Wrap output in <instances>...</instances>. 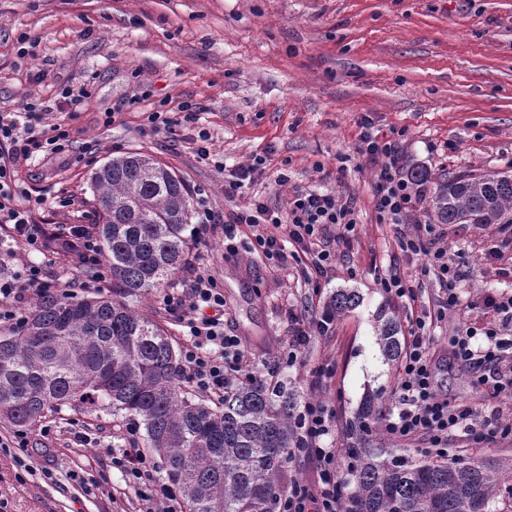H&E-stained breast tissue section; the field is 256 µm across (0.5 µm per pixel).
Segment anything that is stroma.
<instances>
[{
	"label": "stroma",
	"mask_w": 512,
	"mask_h": 512,
	"mask_svg": "<svg viewBox=\"0 0 512 512\" xmlns=\"http://www.w3.org/2000/svg\"><path fill=\"white\" fill-rule=\"evenodd\" d=\"M65 87L88 93L76 115L48 117L66 120L73 150L17 165L19 179L48 199L35 215L47 231L98 223L90 177L127 152L167 164L191 202L219 217L256 198L287 210L297 187L353 198L354 233L328 230L336 269L320 296L301 265L278 267L242 247L227 253L219 230L199 228L188 260L223 288L224 329L253 363L296 351L289 380L303 401L333 408L338 426L368 389H382L383 406L392 404L398 370L381 356L377 315L404 326L408 309L377 276L398 266L423 301L439 285L400 251L399 236L413 235L414 225L378 223L372 172L355 148L366 126L379 139H402L407 171L431 176L419 220L433 211L438 180L512 174V0H0V111L54 101ZM182 101L204 105L200 124L224 170L198 158L190 130L156 131L147 122L159 104L172 111ZM106 110L114 114L108 126ZM260 155L263 169L227 197L228 181ZM57 196L70 206L53 207ZM446 231L463 302L512 292V235L494 224ZM0 258L8 275L33 263L61 284L83 274L75 255L27 252L8 239ZM340 289L359 293V307L336 315L327 335L295 345L292 315L322 310ZM462 325L453 316L435 331L439 389L453 403L500 409L448 357ZM131 421L74 404L48 415L26 432V447L0 449V512H136L111 457L129 447L146 452L144 431L126 432Z\"/></svg>",
	"instance_id": "stroma-1"
}]
</instances>
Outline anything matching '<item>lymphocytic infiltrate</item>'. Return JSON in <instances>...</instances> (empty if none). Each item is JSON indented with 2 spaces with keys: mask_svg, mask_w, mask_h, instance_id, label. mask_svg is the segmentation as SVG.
<instances>
[{
  "mask_svg": "<svg viewBox=\"0 0 512 512\" xmlns=\"http://www.w3.org/2000/svg\"><path fill=\"white\" fill-rule=\"evenodd\" d=\"M204 107L184 101L176 115L156 110L148 113L153 127L168 129L189 126L196 132V153L200 160L222 168L210 150L209 132L199 125ZM48 106L26 104L20 112L0 113V224L7 227L12 240L41 252L50 244L75 252L84 268L93 273L92 281L104 283L106 265L97 239L79 224L63 233H48L32 219L33 205L43 204V197L32 196L16 177L18 160L34 154L46 156L71 151L73 140L66 124L56 123L43 129L42 120ZM357 153L374 173L373 205L379 222L403 224L409 220L424 195L422 183L405 170L404 151L396 140L382 141L371 132H362ZM27 206H19V199ZM357 214L353 200L310 189L295 190L287 212L254 202L251 208L230 213L224 225L228 251L237 227H246L249 242L268 261L282 266L288 260L305 263L312 284L328 280L336 268V253L326 237L329 227L353 231ZM444 234L436 232L428 221L418 222L413 236L403 238L401 250L421 259L422 274L434 275L442 293L430 305H418V295L399 269L380 277L386 294L414 304L409 315L410 338L405 343L394 397L395 409L381 418V431L396 442H424V455L443 457L448 453V438L462 432L474 445L486 447L512 439V420L483 415L469 404L450 403L435 386L436 351L434 331L448 315L462 311L463 305L452 283L460 273L453 254L444 245ZM162 301L169 313L185 321L190 336L183 342V357L196 389L210 397L223 399L225 391L242 378L251 358L240 337L224 330V293L210 274L196 273L189 293L169 291ZM479 320L466 323L452 336L449 345L454 357L475 376L477 385L487 387L493 396L512 402V366L502 367L501 353L511 341L503 333L512 327V296L485 295ZM337 431L334 411L318 401L306 402L299 414V439L292 456H306L317 465L314 483L292 482L280 502L278 512H341L339 493L347 466L342 463L332 440ZM113 467L121 470L139 500V512H177L176 489L169 484L148 485L155 467L145 455L125 451L113 457Z\"/></svg>",
  "mask_w": 512,
  "mask_h": 512,
  "instance_id": "obj_1",
  "label": "lymphocytic infiltrate"
}]
</instances>
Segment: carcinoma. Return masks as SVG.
I'll return each instance as SVG.
<instances>
[{"instance_id":"cac0c4a2","label":"carcinoma","mask_w":512,"mask_h":512,"mask_svg":"<svg viewBox=\"0 0 512 512\" xmlns=\"http://www.w3.org/2000/svg\"><path fill=\"white\" fill-rule=\"evenodd\" d=\"M91 189L103 209L97 225L110 291L37 296L23 324L0 336V420L31 430L72 401H108L144 425L148 447L188 512H276L288 487L297 442V390L277 357L224 393L218 406L179 386L181 366L165 330L132 303L166 287L189 252V195L180 178L143 153L97 169ZM441 224H512V175L489 173L437 183ZM360 305L338 290L329 307ZM396 319L377 342L387 361L401 356ZM378 395H366L347 425L342 512H512V461L444 457L411 463L362 442L379 425Z\"/></svg>"}]
</instances>
